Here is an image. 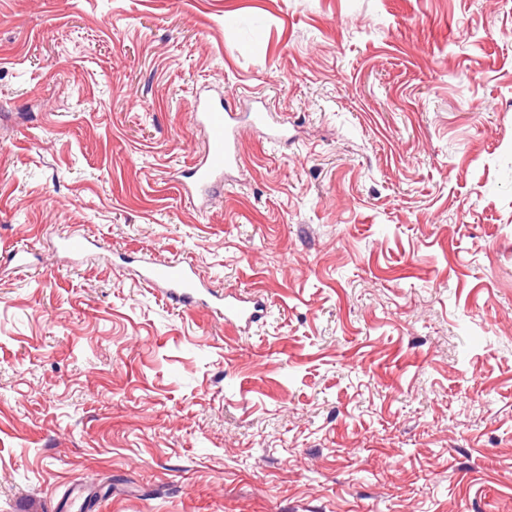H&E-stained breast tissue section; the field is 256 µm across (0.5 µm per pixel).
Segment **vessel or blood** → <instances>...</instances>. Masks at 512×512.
Segmentation results:
<instances>
[{
	"label": "vessel or blood",
	"instance_id": "b4317fda",
	"mask_svg": "<svg viewBox=\"0 0 512 512\" xmlns=\"http://www.w3.org/2000/svg\"><path fill=\"white\" fill-rule=\"evenodd\" d=\"M193 120L205 133L207 150L190 168L185 193L200 198L222 184L225 174L237 166L241 125L222 100L206 94L196 98ZM141 277L146 284L161 288L169 299L187 306L194 304L202 291L192 265L187 262L153 260L143 267ZM265 314L266 306L261 300L235 295L224 298V320L233 327H248Z\"/></svg>",
	"mask_w": 512,
	"mask_h": 512
}]
</instances>
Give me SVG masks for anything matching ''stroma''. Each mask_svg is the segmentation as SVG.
Segmentation results:
<instances>
[{"label": "stroma", "mask_w": 512, "mask_h": 512, "mask_svg": "<svg viewBox=\"0 0 512 512\" xmlns=\"http://www.w3.org/2000/svg\"><path fill=\"white\" fill-rule=\"evenodd\" d=\"M507 143L512 0H0V512H512ZM193 120L203 129L207 139L204 156L190 168L186 195L201 198L224 182L227 174L238 164L237 141L240 121L237 114L224 108L222 98L198 95L193 106ZM141 277L146 284L161 288L169 299L186 306L196 302L203 288L188 262L152 260L143 267ZM265 314L266 306L261 300L224 294V320L233 327L247 328Z\"/></svg>", "instance_id": "stroma-1"}]
</instances>
